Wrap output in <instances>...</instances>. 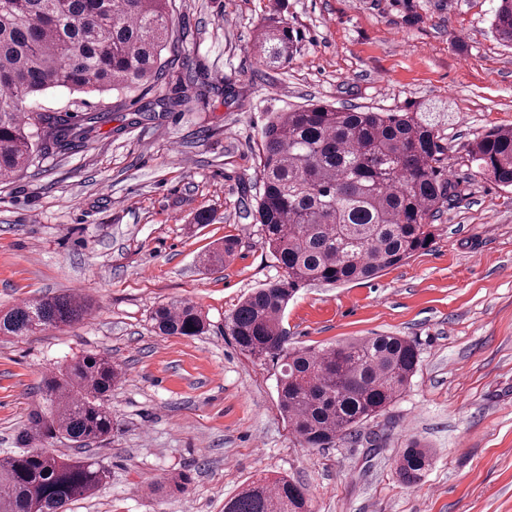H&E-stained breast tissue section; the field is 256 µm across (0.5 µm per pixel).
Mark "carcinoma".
I'll list each match as a JSON object with an SVG mask.
<instances>
[{
	"mask_svg": "<svg viewBox=\"0 0 512 512\" xmlns=\"http://www.w3.org/2000/svg\"><path fill=\"white\" fill-rule=\"evenodd\" d=\"M492 30L512 46V0H500ZM168 0H0V179L19 175L35 150L34 136L60 146L83 143L96 118L37 112L26 101L49 89L105 92L143 85L161 75L169 41ZM281 18L256 29L252 51L280 67L296 53ZM448 113L376 112L312 103L271 114L259 153L255 221L282 277L249 293L227 317L228 335L244 351L276 361L281 411L311 448L359 431L397 401L419 362L416 344L372 336L325 348L290 349L282 326L288 301L315 282L372 278L427 248L434 218L455 186L446 177L440 128ZM478 174L512 187V129H491L469 143ZM236 241L200 257L224 265ZM87 302L71 294L42 296L0 310V336H26L71 324ZM165 336H199L202 311L186 300L158 306L152 316ZM107 354H84L42 375L44 402L31 413L24 448L0 458V512H67L93 495L108 470L91 446L107 440L116 422L107 397L121 382ZM64 438L75 456L44 447ZM428 448H408L398 475L418 482L431 464ZM189 477H167L157 491L183 492ZM224 512H311L306 488L286 477L261 475L224 503Z\"/></svg>",
	"mask_w": 512,
	"mask_h": 512,
	"instance_id": "cac0c4a2",
	"label": "carcinoma"
}]
</instances>
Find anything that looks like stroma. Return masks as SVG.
<instances>
[{
  "instance_id": "35a3bbf8",
  "label": "stroma",
  "mask_w": 512,
  "mask_h": 512,
  "mask_svg": "<svg viewBox=\"0 0 512 512\" xmlns=\"http://www.w3.org/2000/svg\"><path fill=\"white\" fill-rule=\"evenodd\" d=\"M498 0H171L172 38L156 83L106 93L58 89L42 112L107 113L83 146L40 143L24 173L0 182V309L64 293L90 308L73 324L0 338V456L21 445L42 374L106 353L125 378L117 420L94 454L109 477L68 512H224L261 475L307 489L312 512H512V188L477 174L464 148L512 128V48L491 30ZM287 18L288 66L250 52L261 19ZM184 106L140 116L147 102ZM312 101L360 110L433 107L456 190L429 248L376 277L312 284L289 301L292 347L393 335L413 340L417 371L360 436L307 447L283 418L274 361L242 351L225 319L282 271L250 216L270 113ZM201 210L210 224L194 223ZM223 267L199 254L224 237ZM207 314L200 336H160L162 303ZM432 449L422 479L395 460ZM185 473L187 491L151 495Z\"/></svg>"
}]
</instances>
